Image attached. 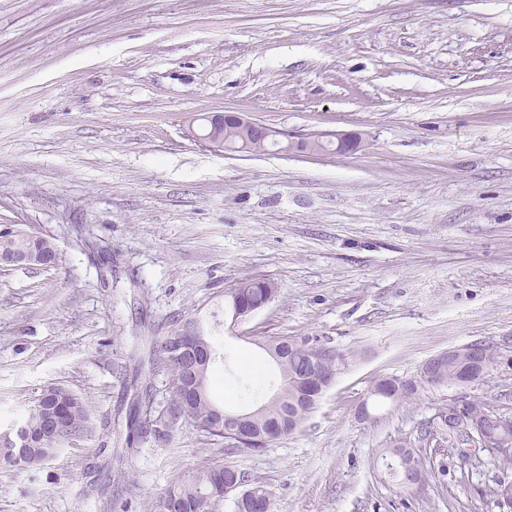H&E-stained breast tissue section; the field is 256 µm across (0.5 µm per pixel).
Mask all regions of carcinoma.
Wrapping results in <instances>:
<instances>
[{"label": "carcinoma", "mask_w": 512, "mask_h": 512, "mask_svg": "<svg viewBox=\"0 0 512 512\" xmlns=\"http://www.w3.org/2000/svg\"><path fill=\"white\" fill-rule=\"evenodd\" d=\"M28 242L40 252L44 264H52L57 258V247L50 238H32L15 230L0 231V256L15 252L22 242ZM232 292L239 300L259 309L271 303L277 289L267 287V282L255 278L240 282ZM288 343L287 355L277 363L281 376V387L277 394L266 404L252 411L245 419V425L253 428L264 426L274 420L284 422L282 437L293 434L317 407L320 396L307 399L300 397L302 374L312 370L318 379L329 388L340 370L344 369L353 357L330 342L318 336L277 337L262 336L258 344L276 346ZM155 348L156 364L171 374V384L167 389L168 398L164 404L167 414L151 412L153 401L136 404L129 413V427L140 442L152 436L154 440H165L180 428L181 421L192 424L196 430L211 441H224L225 449L232 453H260L267 445L240 440L233 435L234 425L215 426V417L224 412L210 397L209 384L211 366L216 350L207 336L202 319L188 316L176 320V324L167 335L151 338ZM201 345L210 351V359L190 369H185L189 359L188 348ZM496 365V349L490 341L484 342L480 363L472 362L467 350L455 360L446 357L429 359L421 370L420 380H401L383 378L370 390L369 398L376 404L398 403L415 398L422 385H453L466 387L482 381ZM46 399L36 402L27 410L21 428L39 432L44 428L47 416L51 413L61 416L59 431L46 436L41 447L30 452L24 468H34L59 450V445L88 436L93 431L90 414L78 396L58 387L44 389ZM460 415L454 422H448V410L441 409L421 428L418 441L438 442V446L451 449L463 448L469 444L471 435L489 441L509 440L512 442V424L501 422V412L495 404L475 396L458 404ZM381 458L394 465L388 476L404 485L413 483V478L426 479L431 462L415 452L411 441L395 440L390 443ZM502 474L484 487V496L489 498L500 510H512V502L503 507L505 489L512 490V478L508 471L512 469V457L497 459ZM234 478L247 482L245 473L232 465L204 464L196 468L189 477L167 488L156 504V512H215L218 503L228 496L226 486ZM234 512H271L269 492L262 485H252L242 491V496L233 500Z\"/></svg>", "instance_id": "1"}]
</instances>
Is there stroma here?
I'll use <instances>...</instances> for the list:
<instances>
[{
    "mask_svg": "<svg viewBox=\"0 0 512 512\" xmlns=\"http://www.w3.org/2000/svg\"><path fill=\"white\" fill-rule=\"evenodd\" d=\"M225 112L362 144L258 155L193 138ZM7 224L58 256L0 269V435L50 386L85 401L94 431L35 470L0 468V512H152L199 464L228 461L272 512H498L480 494L493 459L414 489L380 454L450 400L512 393V0H0ZM78 224L111 247L109 281ZM246 278L278 294L235 323L227 292ZM187 314L204 319L227 407L279 384L256 337L319 336L354 358L262 453L227 456L185 424L115 461L133 393L112 366ZM475 340L500 346L486 382L427 384L358 418L377 379Z\"/></svg>",
    "mask_w": 512,
    "mask_h": 512,
    "instance_id": "1",
    "label": "stroma"
}]
</instances>
